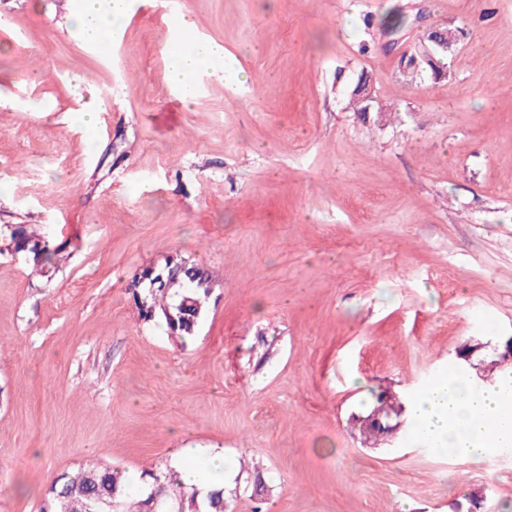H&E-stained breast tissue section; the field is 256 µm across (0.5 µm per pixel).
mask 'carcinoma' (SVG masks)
<instances>
[{
    "label": "carcinoma",
    "instance_id": "obj_1",
    "mask_svg": "<svg viewBox=\"0 0 512 512\" xmlns=\"http://www.w3.org/2000/svg\"><path fill=\"white\" fill-rule=\"evenodd\" d=\"M428 47L432 55L419 60L416 65H406V69L415 75L429 72L437 79L444 75L446 54L432 43ZM369 82L368 77H359L351 95L353 111L362 116L380 111L374 96L367 94ZM25 244L33 249L44 245L35 266L44 271L54 264L58 250L51 248L50 241L44 236L30 234L22 226L10 229V246L16 249ZM180 262L178 258L165 264L161 279L155 274L146 278L144 286L133 292V297L141 317L148 320L160 312L168 328L184 337L194 333L189 317L202 314L210 283L209 275L195 263L187 265L193 275L169 276V271L177 268ZM139 479V490L134 493L130 491L131 478L123 471L109 464L89 462L73 474L64 473L57 477L40 512H109L108 503L115 505L114 512H147L154 500L176 512L179 509L183 512H227L224 489L214 488L202 497L197 488L183 484L168 463L142 470Z\"/></svg>",
    "mask_w": 512,
    "mask_h": 512
}]
</instances>
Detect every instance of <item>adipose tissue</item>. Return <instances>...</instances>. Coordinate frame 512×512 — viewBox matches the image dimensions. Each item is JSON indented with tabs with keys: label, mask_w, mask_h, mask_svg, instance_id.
<instances>
[{
	"label": "adipose tissue",
	"mask_w": 512,
	"mask_h": 512,
	"mask_svg": "<svg viewBox=\"0 0 512 512\" xmlns=\"http://www.w3.org/2000/svg\"><path fill=\"white\" fill-rule=\"evenodd\" d=\"M130 0H80L73 21L86 41L98 44L113 33ZM168 82L184 102H194L193 76L211 69L220 75L215 50L199 42L173 47ZM408 408L418 432L433 450L471 458H490L494 450L512 447V391L500 383L476 384L467 371L446 374L412 397Z\"/></svg>",
	"instance_id": "obj_1"
}]
</instances>
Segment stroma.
I'll return each instance as SVG.
<instances>
[{
	"instance_id": "obj_1",
	"label": "stroma",
	"mask_w": 512,
	"mask_h": 512,
	"mask_svg": "<svg viewBox=\"0 0 512 512\" xmlns=\"http://www.w3.org/2000/svg\"><path fill=\"white\" fill-rule=\"evenodd\" d=\"M78 2L0 0V226L60 247L41 274L0 237V512L185 448L236 459L233 512H512V453L359 431L377 393L512 365V0H134L100 47ZM184 17L224 69L193 105ZM431 26L447 73L408 79ZM175 254L212 284L185 340L131 292ZM171 57L168 82L180 90L185 103H193L195 100L192 77L201 69L209 67L213 75L223 78V71L216 66V51L206 43L198 42L190 46L177 43L173 46ZM369 82L370 79L367 76L359 77L351 95L353 112H358L363 117L367 112H376L380 109L376 105L373 94L367 95L366 90L370 88Z\"/></svg>"
}]
</instances>
